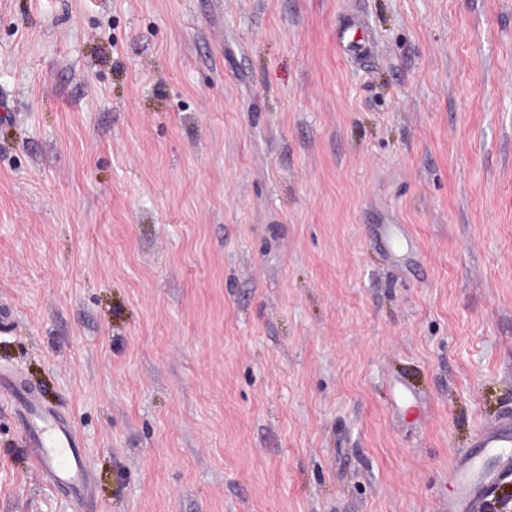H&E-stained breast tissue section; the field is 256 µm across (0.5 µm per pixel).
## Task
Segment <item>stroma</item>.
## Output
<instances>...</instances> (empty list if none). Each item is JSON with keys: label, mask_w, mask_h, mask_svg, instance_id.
I'll list each match as a JSON object with an SVG mask.
<instances>
[{"label": "stroma", "mask_w": 512, "mask_h": 512, "mask_svg": "<svg viewBox=\"0 0 512 512\" xmlns=\"http://www.w3.org/2000/svg\"><path fill=\"white\" fill-rule=\"evenodd\" d=\"M1 368L94 492L0 408V512H437L512 410V0H0ZM0 403L16 417L34 467L42 480L69 491L78 509L92 494V471L84 448L67 419L26 392L19 374L0 370Z\"/></svg>", "instance_id": "stroma-1"}]
</instances>
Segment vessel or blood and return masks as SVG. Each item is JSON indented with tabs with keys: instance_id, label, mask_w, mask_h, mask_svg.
I'll return each instance as SVG.
<instances>
[{
	"instance_id": "obj_1",
	"label": "vessel or blood",
	"mask_w": 512,
	"mask_h": 512,
	"mask_svg": "<svg viewBox=\"0 0 512 512\" xmlns=\"http://www.w3.org/2000/svg\"><path fill=\"white\" fill-rule=\"evenodd\" d=\"M0 403L16 417L34 467L49 486L69 491L76 507L92 493V471L67 419L25 391L19 374L0 370ZM512 474V413L482 423L469 450L448 468L451 492L438 512H488L489 497Z\"/></svg>"
}]
</instances>
